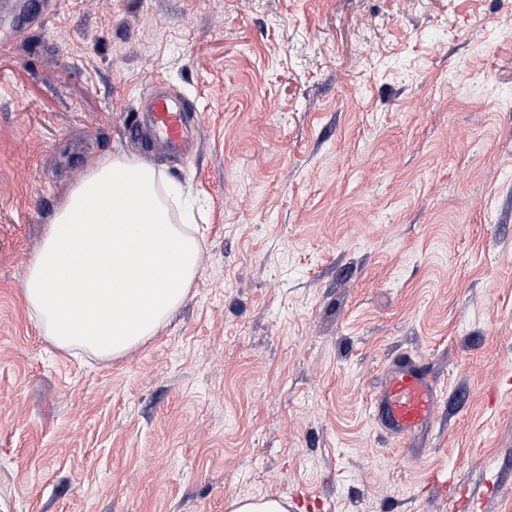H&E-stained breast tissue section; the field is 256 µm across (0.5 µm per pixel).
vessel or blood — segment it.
<instances>
[{
	"instance_id": "obj_1",
	"label": "vessel or blood",
	"mask_w": 512,
	"mask_h": 512,
	"mask_svg": "<svg viewBox=\"0 0 512 512\" xmlns=\"http://www.w3.org/2000/svg\"><path fill=\"white\" fill-rule=\"evenodd\" d=\"M200 126L193 104L159 83L138 101L126 134L143 152L185 154L194 148ZM371 403L379 430L393 441L406 442L434 420L435 380L421 360L399 355L386 364Z\"/></svg>"
}]
</instances>
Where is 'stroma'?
<instances>
[{
	"mask_svg": "<svg viewBox=\"0 0 512 512\" xmlns=\"http://www.w3.org/2000/svg\"><path fill=\"white\" fill-rule=\"evenodd\" d=\"M0 13V512H512V0H12ZM163 81L201 270L124 356L60 350L22 287ZM437 382L398 445L399 352ZM371 403L379 430L405 444L434 420L438 405L435 380L421 360L401 354L386 364ZM230 512H288V504L279 498L236 499L229 503Z\"/></svg>",
	"mask_w": 512,
	"mask_h": 512,
	"instance_id": "obj_1",
	"label": "stroma"
}]
</instances>
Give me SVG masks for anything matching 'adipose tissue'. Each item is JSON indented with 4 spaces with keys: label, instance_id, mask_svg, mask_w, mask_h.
<instances>
[{
    "label": "adipose tissue",
    "instance_id": "ef3b65f1",
    "mask_svg": "<svg viewBox=\"0 0 512 512\" xmlns=\"http://www.w3.org/2000/svg\"><path fill=\"white\" fill-rule=\"evenodd\" d=\"M181 190L134 157L92 162L28 267L24 300L60 348L119 357L156 334L202 263Z\"/></svg>",
    "mask_w": 512,
    "mask_h": 512
}]
</instances>
